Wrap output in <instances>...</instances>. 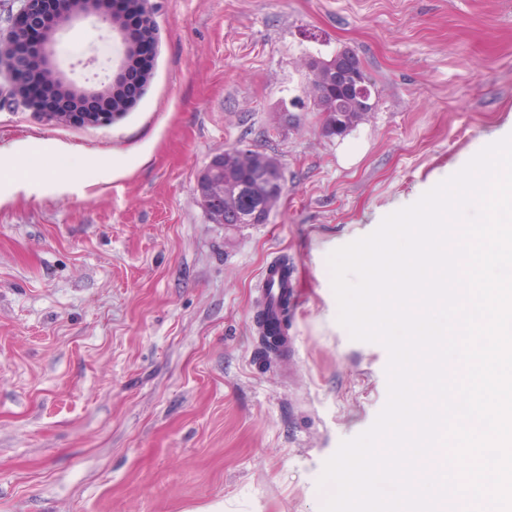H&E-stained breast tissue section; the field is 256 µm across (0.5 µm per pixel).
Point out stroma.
I'll return each mask as SVG.
<instances>
[{"instance_id": "stroma-1", "label": "stroma", "mask_w": 512, "mask_h": 512, "mask_svg": "<svg viewBox=\"0 0 512 512\" xmlns=\"http://www.w3.org/2000/svg\"><path fill=\"white\" fill-rule=\"evenodd\" d=\"M156 20L148 85L112 125L48 123L0 76V189L84 181L0 204V512H321L325 462L388 396L328 257L512 134V0H158ZM345 45L374 110L342 137L321 112L284 119L308 59ZM54 49L85 90L123 60L93 18ZM227 148L280 160L267 223L198 203ZM273 259L296 288L276 353L256 324ZM77 186V179L73 178L69 181L57 180L50 173H38L33 179L16 183L12 191L14 193L25 192L31 194L33 192L52 191L63 193L72 191Z\"/></svg>"}]
</instances>
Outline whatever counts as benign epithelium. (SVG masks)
<instances>
[{"mask_svg":"<svg viewBox=\"0 0 512 512\" xmlns=\"http://www.w3.org/2000/svg\"><path fill=\"white\" fill-rule=\"evenodd\" d=\"M19 7L11 15L5 34H0V71L12 78L29 74L32 82L53 97L55 110H43L46 121L80 122L92 126H109L134 100L118 97V79L111 90L78 95L69 89V82L52 63L50 45L62 24L73 18L94 17L109 28L122 32L133 22L141 26L142 43L125 50L121 73L126 81L134 82L141 91L147 84L150 71L146 63L153 57L157 43V6L154 0H17ZM321 59L307 63L309 82L317 94L313 106L328 111L324 100L357 98L367 100L371 81L357 63L355 52L340 50L333 72L336 83L321 91L323 84ZM196 198L214 224L224 223V154L212 157L198 174Z\"/></svg>","mask_w":512,"mask_h":512,"instance_id":"benign-epithelium-1","label":"benign epithelium"}]
</instances>
